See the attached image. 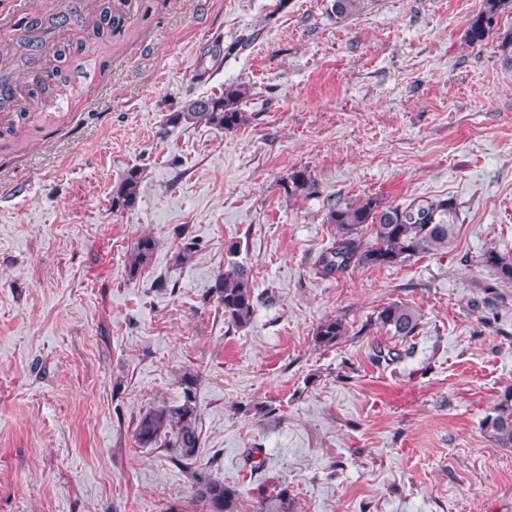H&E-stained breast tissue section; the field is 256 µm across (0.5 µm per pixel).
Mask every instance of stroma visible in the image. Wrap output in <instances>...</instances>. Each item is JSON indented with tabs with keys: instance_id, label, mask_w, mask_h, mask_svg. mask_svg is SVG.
Returning a JSON list of instances; mask_svg holds the SVG:
<instances>
[{
	"instance_id": "1",
	"label": "stroma",
	"mask_w": 512,
	"mask_h": 512,
	"mask_svg": "<svg viewBox=\"0 0 512 512\" xmlns=\"http://www.w3.org/2000/svg\"><path fill=\"white\" fill-rule=\"evenodd\" d=\"M112 2L124 19L100 39L80 25L101 0H23L0 27V71L31 106L0 111V512H202L170 451L134 438L188 370L198 463L244 507L279 483L292 512H512V449L482 428L512 385V285L485 291L481 262L512 254V61L464 38L482 0H366L346 19L333 0ZM56 13L71 23L36 71L65 80L34 99L5 46ZM231 83L251 89L241 128L167 124ZM133 167L138 202L114 208ZM303 168L314 193L288 195ZM366 196L453 198L452 249L316 275L328 206ZM232 256L255 298L242 328L208 294ZM394 301L422 319L386 363L373 350L396 340L372 320ZM331 316L348 333L326 347ZM156 248L152 236H141L129 253L126 268L129 276H137L151 261ZM347 329L342 318L328 317L321 321L315 330V340L323 346L335 345L338 340L346 336Z\"/></svg>"
}]
</instances>
